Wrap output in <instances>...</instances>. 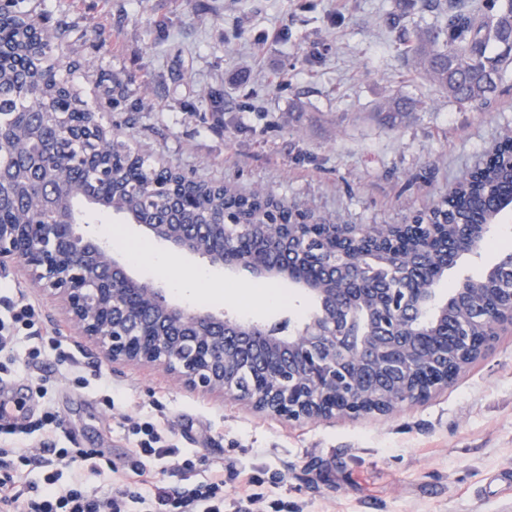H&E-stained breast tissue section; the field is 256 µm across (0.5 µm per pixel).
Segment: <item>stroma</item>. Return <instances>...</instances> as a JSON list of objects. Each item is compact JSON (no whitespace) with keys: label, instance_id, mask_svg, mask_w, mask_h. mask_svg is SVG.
<instances>
[{"label":"stroma","instance_id":"1","mask_svg":"<svg viewBox=\"0 0 512 512\" xmlns=\"http://www.w3.org/2000/svg\"><path fill=\"white\" fill-rule=\"evenodd\" d=\"M32 19L68 23L57 70L105 126L150 162L198 179L263 191L311 208L331 224H405L482 165L512 131V68L488 106L462 105L407 65L398 47L442 11L421 0H27ZM404 13L400 26L391 12ZM126 85L112 102L109 81ZM402 94L417 110L389 127L376 115ZM166 275L151 259L132 272L178 299L176 283L208 270L200 305L254 319L298 322L314 305L288 283L287 308L266 306L265 281L172 254ZM39 314L36 336L59 348L30 356L16 383L23 418L0 420V438L45 414L62 441L124 469L132 426L151 415L194 452L196 480L224 462V496L242 469L259 478L241 512H512V332L447 389L387 416L291 424L232 397L186 390L162 369L90 363L87 344L57 301L17 267L0 272V310L18 296ZM110 394L93 390L95 375Z\"/></svg>","mask_w":512,"mask_h":512}]
</instances>
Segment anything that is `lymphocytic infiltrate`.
Here are the masks:
<instances>
[{"label": "lymphocytic infiltrate", "instance_id": "f902f5d3", "mask_svg": "<svg viewBox=\"0 0 512 512\" xmlns=\"http://www.w3.org/2000/svg\"><path fill=\"white\" fill-rule=\"evenodd\" d=\"M32 303L0 312V353L18 356L31 349L27 331L35 324ZM52 446L33 451L27 437L0 440V512H224V464L210 462L200 479L166 486L168 475L185 471L188 454L151 419L135 424L125 470L82 468V448L60 445L62 426L49 416L39 423Z\"/></svg>", "mask_w": 512, "mask_h": 512}]
</instances>
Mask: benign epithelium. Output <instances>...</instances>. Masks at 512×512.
<instances>
[{
  "instance_id": "obj_1",
  "label": "benign epithelium",
  "mask_w": 512,
  "mask_h": 512,
  "mask_svg": "<svg viewBox=\"0 0 512 512\" xmlns=\"http://www.w3.org/2000/svg\"><path fill=\"white\" fill-rule=\"evenodd\" d=\"M72 165L93 170L94 183L102 190L97 199L106 200L110 168L93 164L86 153L74 156ZM157 172L153 168L146 184L156 212L172 203L187 207L191 194L170 198V183ZM141 228L175 251L207 259L213 267L243 268L257 278L294 284L314 301V310L285 336L262 322L176 304L163 289L129 275L112 248L57 202L51 205L47 223L0 224V269L22 267L33 287L61 302L79 335L105 361L160 367L186 388L229 395L257 413L291 423L353 420L422 402L448 387V363L459 373L493 341L490 337L475 348L471 337L462 336L459 352L451 359L417 348L421 337L448 323L450 313L467 327L474 293L467 276L446 296L436 287L401 296L385 288L372 299H353L341 306L336 289L303 275L309 266L334 265L327 252L305 250L299 259L283 262H272L261 253L232 259L229 250L235 236L254 225L239 224L230 215L214 243L205 242L188 224L169 223L166 216ZM340 228L348 238L373 244L382 239L387 225ZM483 275L494 284L509 281L491 319L499 328L512 329V254L497 258ZM377 367L391 384L365 391L349 375L351 370L362 374ZM240 372L261 375L265 382L243 388L237 383Z\"/></svg>"
}]
</instances>
